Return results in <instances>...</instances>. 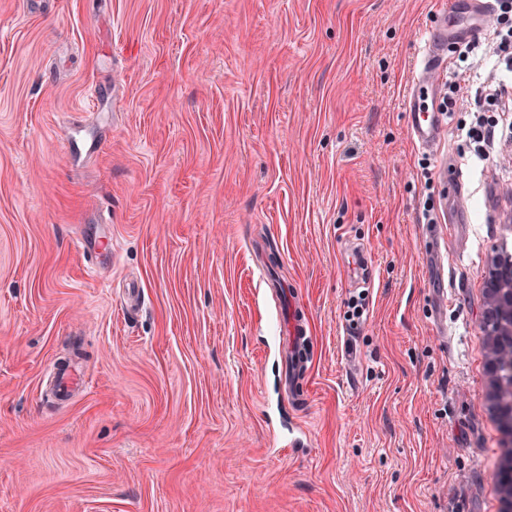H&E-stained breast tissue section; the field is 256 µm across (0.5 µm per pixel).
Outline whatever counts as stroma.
<instances>
[{
  "instance_id": "stroma-1",
  "label": "stroma",
  "mask_w": 512,
  "mask_h": 512,
  "mask_svg": "<svg viewBox=\"0 0 512 512\" xmlns=\"http://www.w3.org/2000/svg\"><path fill=\"white\" fill-rule=\"evenodd\" d=\"M27 2L0 0V512H502L482 324L512 156L475 163L471 113L450 118L471 222L437 288L424 202L444 188L420 163L441 158L403 101L448 0ZM60 121L107 149L68 162ZM98 203L118 250L92 277L71 241ZM266 274L311 329L298 405ZM72 358L85 388L48 403ZM291 430L304 445L272 454Z\"/></svg>"
}]
</instances>
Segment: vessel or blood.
I'll return each instance as SVG.
<instances>
[{"label": "vessel or blood", "mask_w": 512, "mask_h": 512, "mask_svg": "<svg viewBox=\"0 0 512 512\" xmlns=\"http://www.w3.org/2000/svg\"><path fill=\"white\" fill-rule=\"evenodd\" d=\"M493 9V0H450L447 11L436 15L422 36V50L408 85L404 104L408 115V133L415 146L427 152L437 151L448 136V115L428 108L426 100L435 95L438 78L448 67L450 51L477 40L486 30ZM103 232L100 244H93L84 234L73 241V248L89 272H96L100 252L115 253L112 224L100 223ZM308 329L298 311H291L280 325L283 364L291 373L307 367ZM53 390L57 397L66 398L84 383L81 370L61 365L50 368Z\"/></svg>", "instance_id": "b4317fda"}]
</instances>
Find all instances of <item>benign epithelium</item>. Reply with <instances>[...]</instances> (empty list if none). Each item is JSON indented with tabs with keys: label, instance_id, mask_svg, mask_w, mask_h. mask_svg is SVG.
I'll return each instance as SVG.
<instances>
[{
	"label": "benign epithelium",
	"instance_id": "1",
	"mask_svg": "<svg viewBox=\"0 0 512 512\" xmlns=\"http://www.w3.org/2000/svg\"><path fill=\"white\" fill-rule=\"evenodd\" d=\"M484 341L490 349V399L502 423L504 445L512 447V263L491 258L485 276Z\"/></svg>",
	"mask_w": 512,
	"mask_h": 512
}]
</instances>
